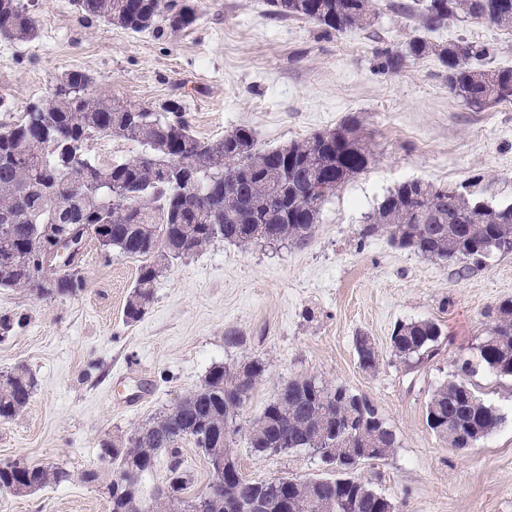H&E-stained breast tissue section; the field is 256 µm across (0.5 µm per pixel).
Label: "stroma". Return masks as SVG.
Masks as SVG:
<instances>
[{
	"mask_svg": "<svg viewBox=\"0 0 512 512\" xmlns=\"http://www.w3.org/2000/svg\"><path fill=\"white\" fill-rule=\"evenodd\" d=\"M413 0H380L367 30L324 32L278 20L265 0H202L191 28L156 38L77 13L70 0H35L28 43L0 39V125L21 119L62 73H87L91 93L135 106L180 99L194 133L223 137L252 128L276 148L357 121L370 164L322 204L301 245L216 241L174 261L158 278L139 321L123 308L141 259L103 253L87 241L86 286L74 297L41 298L0 288V372L26 367L36 380L29 404L0 420V463L23 460L77 473L101 466V442L171 408L217 365L261 360L266 372L241 410L227 446L255 481L322 478L308 451L257 452L248 429L288 380L314 377L366 396L398 445L355 474L394 512H512V377L479 369L476 394L503 415L475 446H449L426 423L432 391L459 360L476 359L486 312L512 299V255L461 271L421 257L387 234L364 239V218L402 182L488 184L485 200L512 203V101L476 110L448 89L436 57L382 72L379 54L416 35L489 46L484 66L512 68V31L484 21L427 30ZM429 320L442 335L421 362L394 356L396 323ZM235 343H227V336ZM369 337L374 371L358 361ZM0 512H110L98 487L77 481L27 496L0 494Z\"/></svg>",
	"mask_w": 512,
	"mask_h": 512,
	"instance_id": "35a3bbf8",
	"label": "stroma"
}]
</instances>
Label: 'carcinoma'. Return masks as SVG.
<instances>
[{
	"mask_svg": "<svg viewBox=\"0 0 512 512\" xmlns=\"http://www.w3.org/2000/svg\"><path fill=\"white\" fill-rule=\"evenodd\" d=\"M429 29L460 18L483 20L512 29V0H414ZM74 9L134 33L155 36L190 28L199 19L197 0H71ZM277 18L300 17L336 32L374 24L377 0H266ZM37 20L23 0H0V38L25 42L34 38ZM429 55L448 69L450 90L469 107L512 101V69L480 68L486 45L469 41L437 45L416 36L384 54L381 69L397 73L409 61ZM91 77L72 71L56 78L50 94L27 107L22 119L0 126V287L27 288L41 297L74 296L85 288L82 271L72 261L53 266V287L33 284L26 264L35 244L53 234L55 245L75 244L76 225L103 221L110 228V248L147 259L125 305L128 322L139 320L153 297L154 285L169 262L184 251L195 253L216 240L235 243L302 244L319 222L326 198L369 164L371 151L354 127L344 126L287 146L258 147L251 129L238 127L220 139L204 141L193 134L182 105L171 100L156 112L88 93ZM122 137L144 151L110 165L86 152L88 143ZM237 166L229 167L228 160ZM323 181L324 192L308 193V177ZM84 195L85 205L69 208L64 200ZM386 232L392 242L424 258L479 264L490 255H512V204L497 205L453 187L421 180L395 187L366 216L363 238ZM490 327L477 362L465 360L457 372L434 389L427 404V424L453 448L490 435L501 415L475 393L469 378L479 367L512 377V300L487 313ZM394 355L403 361L431 356L441 336L432 321L400 323ZM360 366L376 368L378 358L365 336L356 337ZM265 366L251 362L245 372L217 365L206 381L171 409L136 428L117 445L101 444L110 469H86L76 475L62 466L13 461L0 464V487L27 492L74 479L108 493L110 512L128 508L149 512H224V495L252 496L250 483L235 484L212 497L186 496L191 478L183 466L181 444L194 443L207 458L224 454V418L242 408ZM35 389L23 368L0 372V419L19 413ZM343 389L303 377L288 381L248 430L251 447L271 448L282 437L304 448L319 449L320 458L336 453L352 419ZM379 440L373 459L396 447L394 431L372 428L356 441ZM169 462L162 484L167 495L144 496V478L159 457ZM336 479L312 489L295 490L300 507L316 510L312 497H330Z\"/></svg>",
	"mask_w": 512,
	"mask_h": 512,
	"instance_id": "cac0c4a2",
	"label": "carcinoma"
}]
</instances>
